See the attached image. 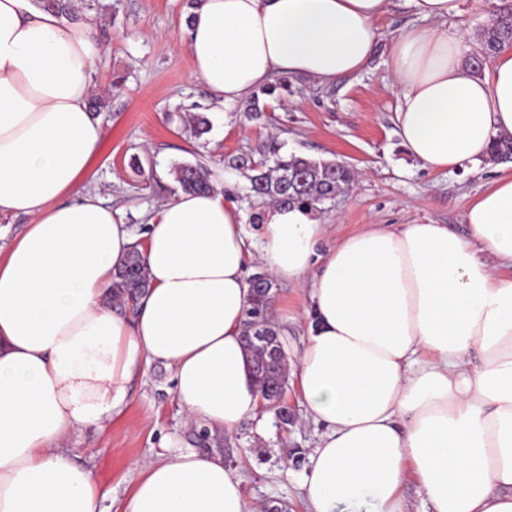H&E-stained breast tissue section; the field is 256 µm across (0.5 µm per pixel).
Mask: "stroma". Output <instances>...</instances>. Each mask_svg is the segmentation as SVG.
Instances as JSON below:
<instances>
[{
    "label": "stroma",
    "instance_id": "1",
    "mask_svg": "<svg viewBox=\"0 0 512 512\" xmlns=\"http://www.w3.org/2000/svg\"><path fill=\"white\" fill-rule=\"evenodd\" d=\"M43 2L69 20L93 21L107 46L96 62L92 89L104 100L98 114L104 135L86 184L110 195L135 233H143L153 208L178 190L171 173L175 164L199 161L219 178L229 172L225 157L258 152L273 138L285 152L339 161L357 171L355 183L321 209L331 244L367 224H446L469 236L467 204L512 171V164L486 158L452 171H430L402 147L389 49L419 23L410 0H391L379 22V45L360 72L325 85L289 77L287 89L268 98L267 112L257 119L249 118L246 102L216 103L192 76L183 45L192 0ZM503 7L511 8L512 0H464L461 14L448 25L467 32L473 50L491 15ZM197 113L210 121L209 132L199 139L187 122ZM276 300L291 315L284 345L293 366L308 326L304 300L293 283L279 285ZM285 400L294 413L287 426H278L273 411L265 409L232 434H214L186 423L172 370L156 364L134 381L121 418L100 431L75 432L67 445L78 462L95 470L105 512H116L139 464L169 439L198 453H222L241 470L249 498L282 512H305L301 483L322 428L305 418L296 378H289Z\"/></svg>",
    "mask_w": 512,
    "mask_h": 512
}]
</instances>
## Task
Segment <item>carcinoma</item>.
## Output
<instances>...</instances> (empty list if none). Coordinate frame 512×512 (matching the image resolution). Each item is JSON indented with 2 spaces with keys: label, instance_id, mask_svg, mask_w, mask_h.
Masks as SVG:
<instances>
[{
  "label": "carcinoma",
  "instance_id": "1",
  "mask_svg": "<svg viewBox=\"0 0 512 512\" xmlns=\"http://www.w3.org/2000/svg\"><path fill=\"white\" fill-rule=\"evenodd\" d=\"M512 45V10L506 9L492 16L487 35L480 47L467 59V65L476 72L505 46ZM489 157L496 162L512 161V136L493 138ZM228 165L246 174L248 197L267 199L278 205L306 204L323 206L336 199L355 178L354 170L335 160H316L294 153H281L280 145L272 141L267 155L256 159L240 154ZM180 188L185 192H202L213 189L211 172L200 163H181L173 168ZM148 280L140 254L133 253L113 275V296L124 299L128 305L135 303L147 288ZM250 307L244 321L243 335L251 337L244 342L250 373L268 406L279 421L286 425L293 420L288 405L283 403V390L288 385L287 356L280 330L269 318L276 288L262 272L250 278Z\"/></svg>",
  "mask_w": 512,
  "mask_h": 512
}]
</instances>
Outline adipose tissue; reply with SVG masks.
<instances>
[{"label":"adipose tissue","mask_w":512,"mask_h":512,"mask_svg":"<svg viewBox=\"0 0 512 512\" xmlns=\"http://www.w3.org/2000/svg\"><path fill=\"white\" fill-rule=\"evenodd\" d=\"M422 27L390 48L406 151L443 171L512 135V47L476 73L448 30L462 0H411ZM390 0H198L192 75L233 105L278 75L360 71ZM103 46L35 0H0V216L29 222L0 251V512H104L95 471L64 441L103 428L153 363L189 421L230 434L262 396L241 343L248 265L299 284L309 324L295 376L323 433L307 512H512V174L445 224H372L319 252L316 209L268 205L257 231L231 192H177L136 236L82 182L103 128L88 108ZM139 252L134 311L112 275ZM119 512H260L219 454L163 443Z\"/></svg>","instance_id":"adipose-tissue-1"}]
</instances>
